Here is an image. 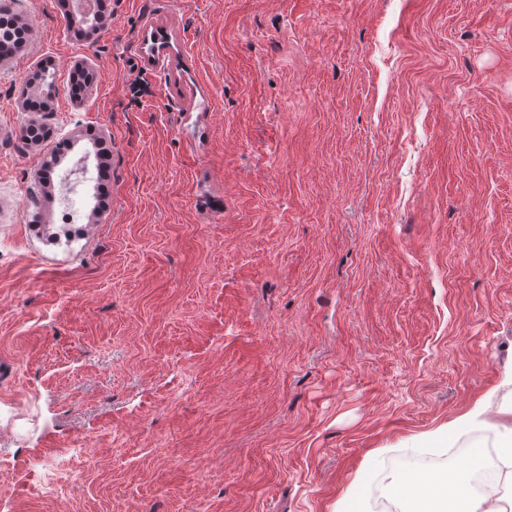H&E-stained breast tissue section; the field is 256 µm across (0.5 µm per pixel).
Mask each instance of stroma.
Returning <instances> with one entry per match:
<instances>
[{"mask_svg": "<svg viewBox=\"0 0 512 512\" xmlns=\"http://www.w3.org/2000/svg\"><path fill=\"white\" fill-rule=\"evenodd\" d=\"M72 2L9 0L0 63V512H330L376 448L495 468L512 0H105L88 40ZM53 155L89 167L66 237ZM486 412L487 406L483 402H477L473 408L461 417L442 425L434 431L424 434V438L432 447H438L444 440L448 439L459 425L486 424Z\"/></svg>", "mask_w": 512, "mask_h": 512, "instance_id": "stroma-1", "label": "stroma"}]
</instances>
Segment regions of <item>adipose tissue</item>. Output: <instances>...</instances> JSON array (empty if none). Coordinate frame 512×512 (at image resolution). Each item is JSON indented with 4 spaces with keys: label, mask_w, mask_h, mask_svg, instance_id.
Masks as SVG:
<instances>
[{
    "label": "adipose tissue",
    "mask_w": 512,
    "mask_h": 512,
    "mask_svg": "<svg viewBox=\"0 0 512 512\" xmlns=\"http://www.w3.org/2000/svg\"><path fill=\"white\" fill-rule=\"evenodd\" d=\"M380 491L389 499L407 504V512H505L498 487L474 490L464 474L455 478L450 505L445 510L438 506L441 492L436 482L418 473L385 476Z\"/></svg>",
    "instance_id": "1"
}]
</instances>
